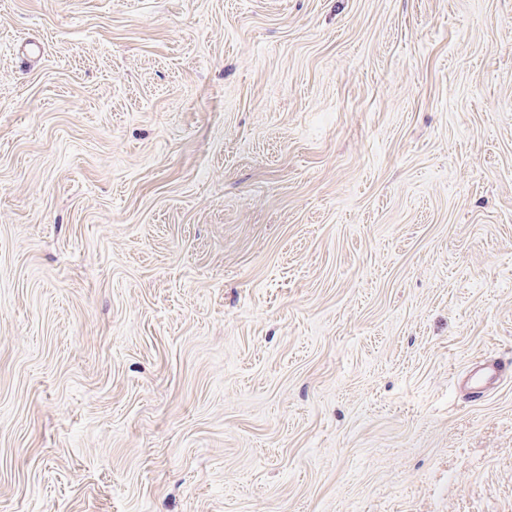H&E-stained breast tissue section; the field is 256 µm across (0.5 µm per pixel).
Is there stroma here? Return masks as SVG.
I'll return each mask as SVG.
<instances>
[{
  "instance_id": "1",
  "label": "stroma",
  "mask_w": 512,
  "mask_h": 512,
  "mask_svg": "<svg viewBox=\"0 0 512 512\" xmlns=\"http://www.w3.org/2000/svg\"><path fill=\"white\" fill-rule=\"evenodd\" d=\"M486 358L512 0H0V512H512Z\"/></svg>"
}]
</instances>
